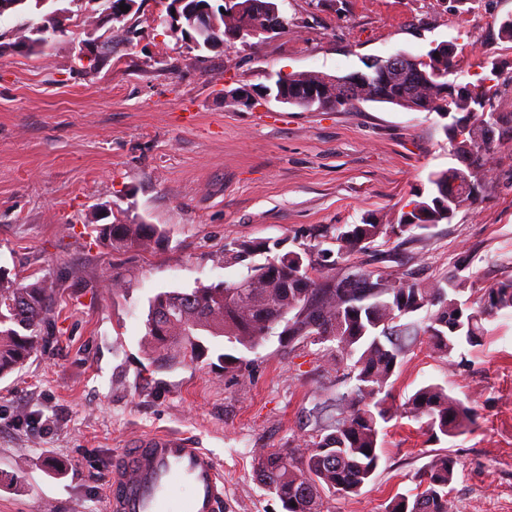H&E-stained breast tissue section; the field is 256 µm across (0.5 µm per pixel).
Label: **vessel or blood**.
Wrapping results in <instances>:
<instances>
[{
  "label": "vessel or blood",
  "instance_id": "1",
  "mask_svg": "<svg viewBox=\"0 0 512 512\" xmlns=\"http://www.w3.org/2000/svg\"><path fill=\"white\" fill-rule=\"evenodd\" d=\"M190 493L175 502L174 485ZM108 512H224V475L189 437L170 431L137 436L112 461Z\"/></svg>",
  "mask_w": 512,
  "mask_h": 512
}]
</instances>
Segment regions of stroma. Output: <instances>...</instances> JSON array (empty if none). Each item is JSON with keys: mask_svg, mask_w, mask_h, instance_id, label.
I'll return each instance as SVG.
<instances>
[{"mask_svg": "<svg viewBox=\"0 0 512 512\" xmlns=\"http://www.w3.org/2000/svg\"><path fill=\"white\" fill-rule=\"evenodd\" d=\"M282 28L256 45L197 51L152 18L143 0L95 74L78 58L83 16L100 0H58L67 35L40 55L0 56V268L45 278L52 321L24 367L0 378V512H106V472L131 437L168 430L195 439L222 465L225 512H283L254 471L260 448H292L310 433L317 396L347 390L328 368L331 341H283L257 350L204 338L203 351L158 368L145 355L148 300L236 282L278 253L334 249L337 227L398 223L456 166L446 116L363 102L305 110L265 98L277 76L345 75L367 59L421 55L453 40L468 53L459 82L495 61L497 111L512 113V42L499 34L512 0H277ZM247 90L250 104L227 94ZM478 205L406 242L378 239L341 273L364 268L468 287L512 279V140L501 141ZM150 224L151 251H112L88 219ZM249 243L243 260L225 249ZM124 284L115 293L112 278ZM482 345L447 360L421 350L394 392L448 385L472 402L471 430L438 444L406 419L382 436L385 456L356 496H329L324 512H384L415 486L431 456L457 461L454 512H512V312L486 321ZM241 360L224 368V353Z\"/></svg>", "mask_w": 512, "mask_h": 512, "instance_id": "obj_1", "label": "stroma"}]
</instances>
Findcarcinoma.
Instances as JSON below:
<instances>
[{"label":"carcinoma","instance_id":"1","mask_svg":"<svg viewBox=\"0 0 512 512\" xmlns=\"http://www.w3.org/2000/svg\"><path fill=\"white\" fill-rule=\"evenodd\" d=\"M0 17L35 12L10 36L0 32V56L6 53L39 55L48 45L46 34L68 31L66 10L37 8L32 0H0ZM100 15L87 16L89 39L112 46L115 30L128 31V18L108 20L113 0H103ZM272 0H236L235 15L218 16L217 29L200 30L190 13L180 14L175 33L195 41L198 49L224 42V29L279 25L280 17L262 12L256 4ZM105 32H100V29ZM425 56L426 68L448 73V54L440 46ZM496 66L477 74L472 85H482V97L493 105L499 92ZM443 81L423 88L424 111L448 115L446 133L452 148L467 156L469 166L482 176L475 190H460L448 199V172L429 176L431 189L396 224H352L336 234V258L316 246L290 251L250 268L247 288L229 283L195 288L190 292L164 291L149 301L142 348L162 366H171L201 349V337H222L233 347L255 350L278 325L281 335L329 338L335 346L326 360L331 367L346 366L352 386L336 396L320 399L312 409L314 434L294 448H261L254 468L265 490L277 498L283 512H323L326 496H352L372 480L383 457L381 435L393 420L407 418L434 442L465 434L476 421L474 407L453 396L445 386H420L404 402L393 392L394 376L417 346L451 357L462 345L479 346L487 330L484 322L512 310V279L486 288L479 297L463 298L467 280L445 274L426 282L413 281L382 270L341 275L339 261L354 252H366L381 237H413L417 228L451 222L452 215L479 199L491 172L490 159L498 139L512 137V115L496 113L498 137L476 141L465 130L454 129L463 115L477 107L467 93L450 101L441 94ZM157 229L149 224H114L108 245L114 251L153 249ZM53 288L32 275L9 278L0 271V377L23 367L37 350L42 330L50 320ZM456 459L443 450L422 467L415 489L398 493L385 512H453L451 485Z\"/></svg>","mask_w":512,"mask_h":512}]
</instances>
